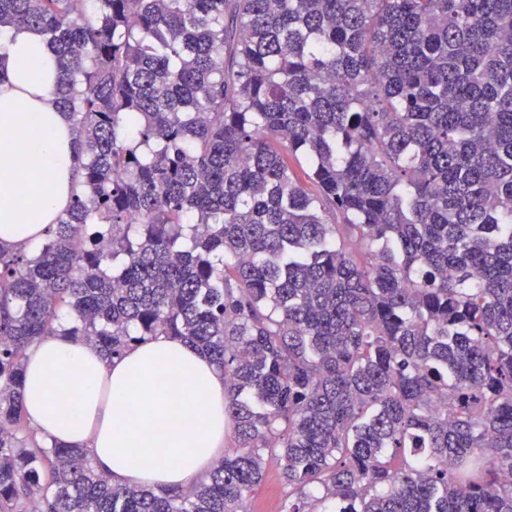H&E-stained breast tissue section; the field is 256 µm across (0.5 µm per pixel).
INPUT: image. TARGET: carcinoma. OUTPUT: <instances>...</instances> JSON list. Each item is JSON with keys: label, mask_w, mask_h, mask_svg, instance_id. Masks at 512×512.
Here are the masks:
<instances>
[{"label": "carcinoma", "mask_w": 512, "mask_h": 512, "mask_svg": "<svg viewBox=\"0 0 512 512\" xmlns=\"http://www.w3.org/2000/svg\"><path fill=\"white\" fill-rule=\"evenodd\" d=\"M81 164L0 244V512H512V0H0ZM307 166L305 179L290 159ZM69 317H60V310ZM164 335L236 446L119 487L30 432L26 351ZM288 488L282 479V463L266 458L263 480L249 502L250 512H279L281 500Z\"/></svg>", "instance_id": "1"}]
</instances>
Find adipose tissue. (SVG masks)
Returning <instances> with one entry per match:
<instances>
[{"instance_id": "obj_1", "label": "adipose tissue", "mask_w": 512, "mask_h": 512, "mask_svg": "<svg viewBox=\"0 0 512 512\" xmlns=\"http://www.w3.org/2000/svg\"><path fill=\"white\" fill-rule=\"evenodd\" d=\"M57 62L46 41L0 30V243L32 247L75 189L77 153L55 108ZM29 193L19 196L18 183ZM26 419L48 441L88 449L114 483L188 487L224 454V374L166 336L104 358L86 343L44 336L27 351Z\"/></svg>"}]
</instances>
